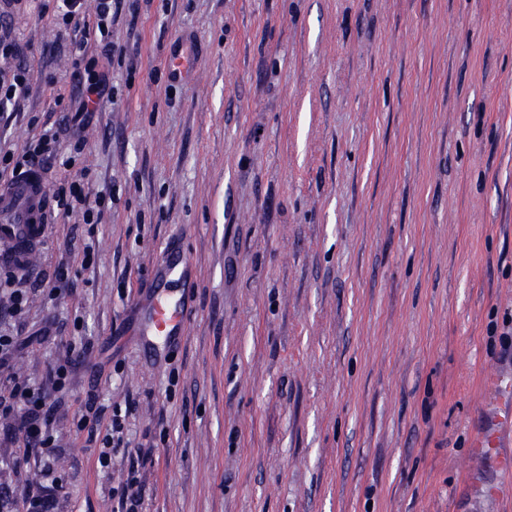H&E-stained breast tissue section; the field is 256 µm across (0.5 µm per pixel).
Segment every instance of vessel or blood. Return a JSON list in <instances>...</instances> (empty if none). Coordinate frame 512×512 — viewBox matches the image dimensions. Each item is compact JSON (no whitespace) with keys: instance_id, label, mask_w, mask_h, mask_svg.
<instances>
[{"instance_id":"vessel-or-blood-1","label":"vessel or blood","mask_w":512,"mask_h":512,"mask_svg":"<svg viewBox=\"0 0 512 512\" xmlns=\"http://www.w3.org/2000/svg\"><path fill=\"white\" fill-rule=\"evenodd\" d=\"M45 193V181L37 173L0 184V265L27 270L35 264L47 229ZM194 271L189 256L175 246L155 267L149 292L137 300L145 345L156 350L184 338L190 312L185 295L175 294L173 286L186 283Z\"/></svg>"}]
</instances>
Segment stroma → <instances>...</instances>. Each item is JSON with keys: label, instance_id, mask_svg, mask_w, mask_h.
<instances>
[{"label": "stroma", "instance_id": "35a3bbf8", "mask_svg": "<svg viewBox=\"0 0 512 512\" xmlns=\"http://www.w3.org/2000/svg\"><path fill=\"white\" fill-rule=\"evenodd\" d=\"M116 10V56L95 11L79 31L113 98L75 166L45 177L86 178L112 207L94 226L57 216L22 317L0 292V331L27 340L1 398L77 363L53 396L56 448L0 419V512L48 468L54 512H118L137 447L154 458L142 512H512V473L473 453L498 407L490 371L512 375V0ZM54 11L11 16L31 91L0 112L2 149L75 105ZM176 242L193 314L155 365L133 302ZM91 400L105 420L129 411L106 467L76 427Z\"/></svg>", "mask_w": 512, "mask_h": 512}]
</instances>
